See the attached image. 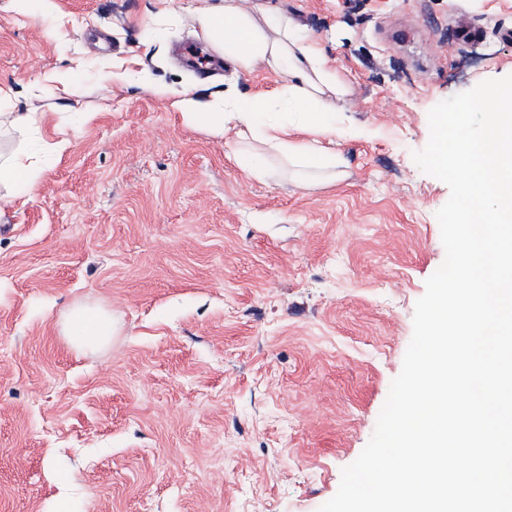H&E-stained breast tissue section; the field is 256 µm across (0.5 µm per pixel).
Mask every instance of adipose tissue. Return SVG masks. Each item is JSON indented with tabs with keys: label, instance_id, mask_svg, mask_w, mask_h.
<instances>
[{
	"label": "adipose tissue",
	"instance_id": "obj_1",
	"mask_svg": "<svg viewBox=\"0 0 512 512\" xmlns=\"http://www.w3.org/2000/svg\"><path fill=\"white\" fill-rule=\"evenodd\" d=\"M191 20L208 47L237 69L249 72L261 65L279 74L280 83L257 98L227 95L206 107L184 96L176 103L184 123L219 140L232 123L247 145L262 144L292 166L334 173L338 159L317 138L330 130L344 88L317 41L287 14L259 4L246 8L242 0L220 5L204 0ZM292 129L306 132V139H289ZM64 333L81 346L101 345L112 334V321L104 313L78 307L69 313Z\"/></svg>",
	"mask_w": 512,
	"mask_h": 512
}]
</instances>
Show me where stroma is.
I'll use <instances>...</instances> for the list:
<instances>
[{
	"instance_id": "obj_1",
	"label": "stroma",
	"mask_w": 512,
	"mask_h": 512,
	"mask_svg": "<svg viewBox=\"0 0 512 512\" xmlns=\"http://www.w3.org/2000/svg\"><path fill=\"white\" fill-rule=\"evenodd\" d=\"M324 48L348 92L343 163L305 184L236 163L171 98L261 96L276 73L201 76L194 0H0V153L39 158L0 207V512H319L370 440L445 258L448 186L413 151L428 112L512 75V0H265ZM60 153L48 146L61 136ZM112 319L74 349L70 308Z\"/></svg>"
}]
</instances>
